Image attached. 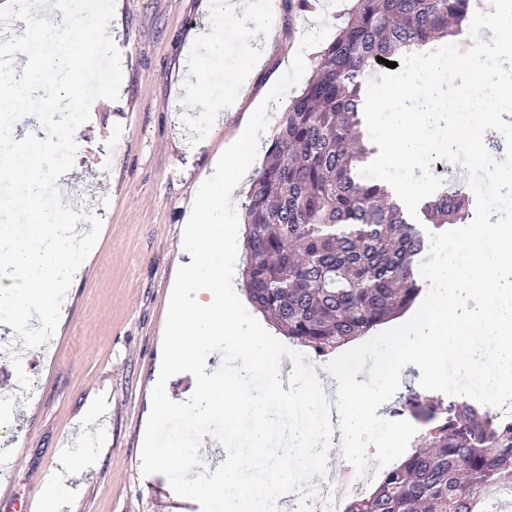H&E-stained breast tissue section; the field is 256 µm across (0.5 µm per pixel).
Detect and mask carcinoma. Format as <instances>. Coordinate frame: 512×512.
<instances>
[{
	"mask_svg": "<svg viewBox=\"0 0 512 512\" xmlns=\"http://www.w3.org/2000/svg\"><path fill=\"white\" fill-rule=\"evenodd\" d=\"M313 75L277 122L264 166L243 202V286L281 335L320 355L366 335L421 292L427 227L472 219L461 186L418 207L359 175L363 88L388 61L457 35L475 0H350ZM426 426L425 442L384 472L345 512H493L491 488L512 493V419L467 400L432 406L414 394L395 413Z\"/></svg>",
	"mask_w": 512,
	"mask_h": 512,
	"instance_id": "carcinoma-1",
	"label": "carcinoma"
}]
</instances>
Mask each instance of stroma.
I'll use <instances>...</instances> for the list:
<instances>
[{"instance_id":"obj_1","label":"stroma","mask_w":512,"mask_h":512,"mask_svg":"<svg viewBox=\"0 0 512 512\" xmlns=\"http://www.w3.org/2000/svg\"><path fill=\"white\" fill-rule=\"evenodd\" d=\"M203 2L115 0L108 33L121 54L119 98L92 103L74 134V164L57 181L66 204L99 216L101 229L65 295L53 342L28 349L16 337L0 358V397L29 376L37 385L35 398L13 401L0 416V437L12 443V494L0 496V512L41 506L44 480L65 455L80 465L64 512H169L175 501L182 512H201L163 475L141 472L171 291L178 268L192 261L185 217L211 164L323 12L279 0L272 31L251 45L262 64L246 87L235 80L239 32L264 24L265 0L226 17L224 61L208 77L224 109L207 112L180 84L190 39L212 24Z\"/></svg>"}]
</instances>
